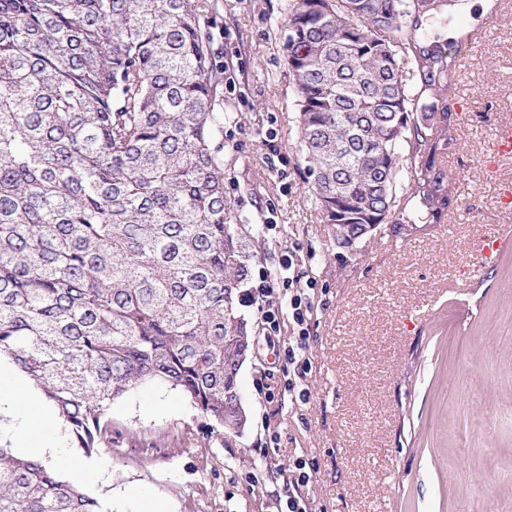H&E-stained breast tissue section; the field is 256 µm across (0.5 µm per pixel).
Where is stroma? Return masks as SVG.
<instances>
[{
    "instance_id": "1",
    "label": "stroma",
    "mask_w": 512,
    "mask_h": 512,
    "mask_svg": "<svg viewBox=\"0 0 512 512\" xmlns=\"http://www.w3.org/2000/svg\"><path fill=\"white\" fill-rule=\"evenodd\" d=\"M212 58L232 63L240 95L219 140L226 195L260 225L253 274L276 279L294 256L309 296L307 404L268 350L262 313L239 374L248 422L215 426L180 390L139 388L114 401L112 431L92 454L104 472L88 491L112 512H137L132 490L169 512H283L288 470L303 459L297 492L313 512H512V214L493 204L512 181V158L488 176L494 124L512 122V8L470 25L477 44L445 102L451 138L435 162L452 210L472 221L416 222L409 187L389 223L339 246L307 194L288 75V0H209ZM505 245L484 260L480 237ZM483 265L481 278L466 272Z\"/></svg>"
}]
</instances>
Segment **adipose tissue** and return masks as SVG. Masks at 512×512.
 <instances>
[{
    "label": "adipose tissue",
    "mask_w": 512,
    "mask_h": 512,
    "mask_svg": "<svg viewBox=\"0 0 512 512\" xmlns=\"http://www.w3.org/2000/svg\"><path fill=\"white\" fill-rule=\"evenodd\" d=\"M0 405L8 406L17 418L14 438L17 448L46 466L66 461L72 474L89 479L99 472L91 463L68 448L62 438L63 424L42 392L29 385L17 365L0 363Z\"/></svg>",
    "instance_id": "ef3b65f1"
}]
</instances>
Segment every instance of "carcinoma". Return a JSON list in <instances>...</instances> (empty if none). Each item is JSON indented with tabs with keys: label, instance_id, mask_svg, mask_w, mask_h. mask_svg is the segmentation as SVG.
<instances>
[{
	"label": "carcinoma",
	"instance_id": "carcinoma-1",
	"mask_svg": "<svg viewBox=\"0 0 512 512\" xmlns=\"http://www.w3.org/2000/svg\"><path fill=\"white\" fill-rule=\"evenodd\" d=\"M450 0H289L298 149L326 224L388 211L401 176L449 209L435 154L455 55L413 21ZM203 0H0V358L90 455L148 382L239 431L258 230L225 196L224 69ZM417 72L421 85L409 83ZM0 512H105L0 446Z\"/></svg>",
	"mask_w": 512,
	"mask_h": 512
}]
</instances>
